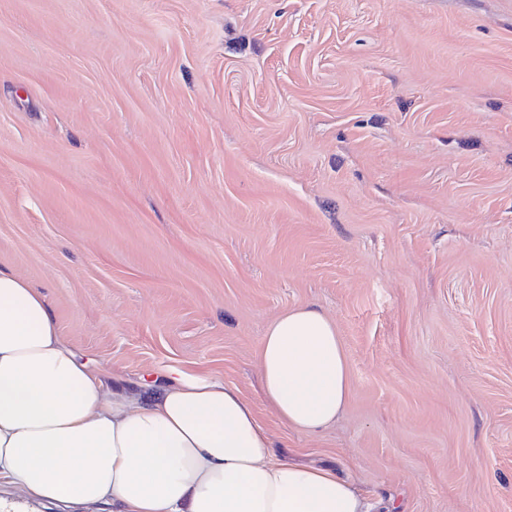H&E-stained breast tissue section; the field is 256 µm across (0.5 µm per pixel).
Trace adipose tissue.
Masks as SVG:
<instances>
[{
  "label": "adipose tissue",
  "instance_id": "ef3b65f1",
  "mask_svg": "<svg viewBox=\"0 0 512 512\" xmlns=\"http://www.w3.org/2000/svg\"><path fill=\"white\" fill-rule=\"evenodd\" d=\"M272 412L317 432L342 411L335 324L298 307L259 351ZM369 512L334 471L279 459L232 385L177 372L141 393L104 387L60 333L45 295L0 266V512Z\"/></svg>",
  "mask_w": 512,
  "mask_h": 512
}]
</instances>
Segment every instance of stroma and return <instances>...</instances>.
I'll return each mask as SVG.
<instances>
[{
	"label": "stroma",
	"instance_id": "stroma-1",
	"mask_svg": "<svg viewBox=\"0 0 512 512\" xmlns=\"http://www.w3.org/2000/svg\"><path fill=\"white\" fill-rule=\"evenodd\" d=\"M0 265L372 512H512V0H0ZM301 306L349 368L316 433L260 383Z\"/></svg>",
	"mask_w": 512,
	"mask_h": 512
}]
</instances>
